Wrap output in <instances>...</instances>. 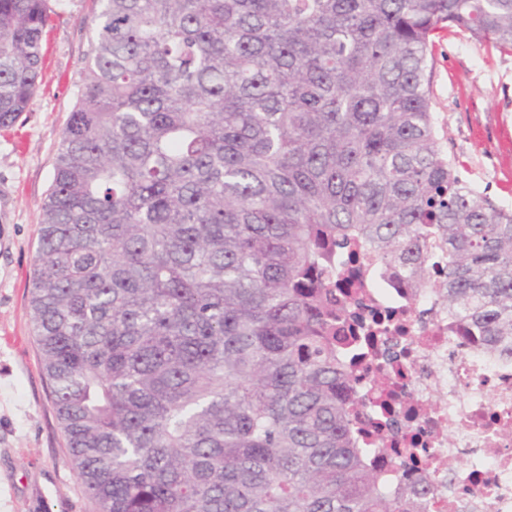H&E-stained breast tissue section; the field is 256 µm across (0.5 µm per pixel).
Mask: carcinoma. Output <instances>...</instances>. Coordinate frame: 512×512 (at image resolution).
Instances as JSON below:
<instances>
[{"label":"carcinoma","mask_w":512,"mask_h":512,"mask_svg":"<svg viewBox=\"0 0 512 512\" xmlns=\"http://www.w3.org/2000/svg\"><path fill=\"white\" fill-rule=\"evenodd\" d=\"M42 209L31 319L97 512H412L350 416L333 294L356 242L512 352V209L440 145L448 29L512 0H96ZM51 0H0V128Z\"/></svg>","instance_id":"cac0c4a2"}]
</instances>
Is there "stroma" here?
Masks as SVG:
<instances>
[{
	"label": "stroma",
	"instance_id": "obj_1",
	"mask_svg": "<svg viewBox=\"0 0 512 512\" xmlns=\"http://www.w3.org/2000/svg\"><path fill=\"white\" fill-rule=\"evenodd\" d=\"M95 11L94 0H53L40 86L16 123L0 128V512H96L70 462L29 307L42 207L87 77ZM433 92L461 178L512 209V54L441 32Z\"/></svg>",
	"mask_w": 512,
	"mask_h": 512
}]
</instances>
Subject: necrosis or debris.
Here are the masks:
<instances>
[{
    "mask_svg": "<svg viewBox=\"0 0 512 512\" xmlns=\"http://www.w3.org/2000/svg\"><path fill=\"white\" fill-rule=\"evenodd\" d=\"M342 261L371 324L348 362L368 396L352 418L372 465L390 490L428 487L417 512H512V356L483 355L432 294L393 285L361 246Z\"/></svg>",
    "mask_w": 512,
    "mask_h": 512,
    "instance_id": "4bbe7bcc",
    "label": "necrosis or debris"
}]
</instances>
